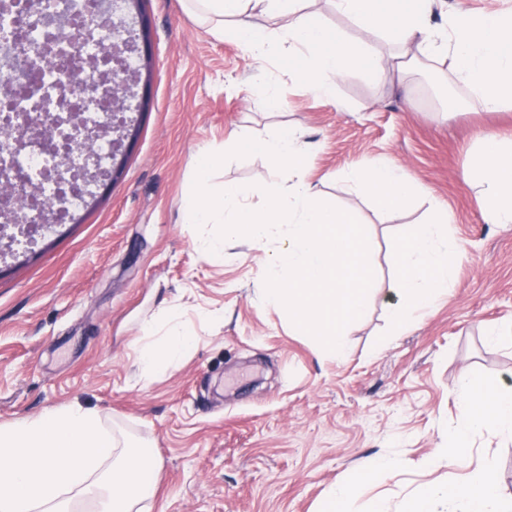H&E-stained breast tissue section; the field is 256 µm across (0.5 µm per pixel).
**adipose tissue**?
Segmentation results:
<instances>
[{
    "mask_svg": "<svg viewBox=\"0 0 512 512\" xmlns=\"http://www.w3.org/2000/svg\"><path fill=\"white\" fill-rule=\"evenodd\" d=\"M443 0H335L338 12L367 30L393 34L398 54L383 58L311 22L304 0H186L188 11L216 37L230 35L257 64L276 49L300 58L297 82L332 95L352 72L382 75L395 67L450 58L456 82L487 112L512 107V14H476L459 6L446 29L432 24ZM260 12L284 17L278 31L250 21ZM480 189L489 223L512 224V136L482 135L468 172ZM351 188L371 193L379 210L406 207L419 193L416 181L387 161L347 171ZM448 211L433 205L428 219L397 234L389 288L397 302L389 321L395 331L408 329L451 288L463 248L448 232ZM161 342L144 340L137 364L143 374L165 370L192 343L178 314L163 324ZM464 401L457 425L448 432L444 456L460 465L472 434L489 429L512 440V389L463 377ZM157 459L148 444L79 404L51 408L39 416L0 424V512H144L155 495ZM506 512L490 467L466 473L460 481L432 483L410 502L408 512Z\"/></svg>",
    "mask_w": 512,
    "mask_h": 512,
    "instance_id": "ef3b65f1",
    "label": "adipose tissue"
}]
</instances>
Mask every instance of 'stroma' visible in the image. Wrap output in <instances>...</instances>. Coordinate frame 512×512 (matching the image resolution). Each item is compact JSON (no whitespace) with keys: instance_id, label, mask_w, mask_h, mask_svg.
Listing matches in <instances>:
<instances>
[{"instance_id":"1","label":"stroma","mask_w":512,"mask_h":512,"mask_svg":"<svg viewBox=\"0 0 512 512\" xmlns=\"http://www.w3.org/2000/svg\"><path fill=\"white\" fill-rule=\"evenodd\" d=\"M152 59L139 133L121 174L100 188L75 222L52 227L24 257L0 261V423L72 403L151 442L159 461L152 512H317L328 492L355 484L379 457L398 464L360 498L406 512L426 483L448 478L428 466L447 447L467 375L512 385V224L487 223L467 178L477 139L512 134V109L485 112L457 84L450 61L401 77L355 73L334 98L294 81L298 59L277 55L265 73L233 41L199 26L181 0H143ZM331 32L386 56L397 45L325 0L307 7ZM278 107H269L270 98ZM303 130L308 177L326 201L353 212L375 240L367 315L346 337L344 359L296 334L285 312L263 303L265 253L232 239L203 256L181 211L199 152L235 139ZM406 167L426 187L405 209L378 210L343 175L380 160ZM276 173L254 154L211 176L255 186ZM448 210L466 248L447 297L392 335L387 288L392 238L422 222L431 202ZM173 307L193 330L192 350L155 376L136 363L142 327ZM503 330L491 340L490 330ZM471 466H490L512 501V443L474 435Z\"/></svg>"}]
</instances>
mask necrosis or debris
Returning <instances> with one entry per match:
<instances>
[{"label": "necrosis or debris", "instance_id": "4bbe7bcc", "mask_svg": "<svg viewBox=\"0 0 512 512\" xmlns=\"http://www.w3.org/2000/svg\"><path fill=\"white\" fill-rule=\"evenodd\" d=\"M125 36L119 13L106 12L105 0H15L0 11V74L9 78L0 83V122L23 112L38 130L20 148L0 135V182L25 192L0 209L1 224L35 223L45 209L61 223L82 206L83 148L56 126L55 115L65 100L85 127L98 126L108 105L84 98L77 61L102 57Z\"/></svg>", "mask_w": 512, "mask_h": 512}]
</instances>
